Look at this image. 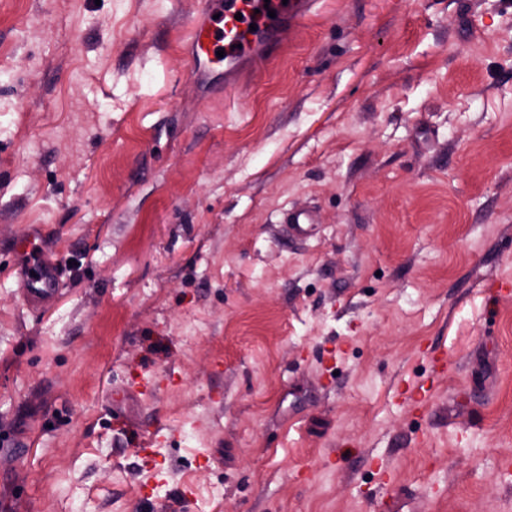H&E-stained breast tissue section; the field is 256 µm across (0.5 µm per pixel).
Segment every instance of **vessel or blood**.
Masks as SVG:
<instances>
[{
  "label": "vessel or blood",
  "mask_w": 512,
  "mask_h": 512,
  "mask_svg": "<svg viewBox=\"0 0 512 512\" xmlns=\"http://www.w3.org/2000/svg\"><path fill=\"white\" fill-rule=\"evenodd\" d=\"M315 0H205L190 22L189 74L193 81L210 79L223 71L225 84H233L243 67L277 57ZM283 222L294 238L310 236L316 216L312 211L292 209ZM15 252L27 260L22 294L34 306L51 303L63 285V271L54 261L43 259L33 234L18 241Z\"/></svg>",
  "instance_id": "vessel-or-blood-1"
}]
</instances>
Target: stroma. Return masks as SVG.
Segmentation results:
<instances>
[{
	"label": "stroma",
	"instance_id": "stroma-1",
	"mask_svg": "<svg viewBox=\"0 0 512 512\" xmlns=\"http://www.w3.org/2000/svg\"><path fill=\"white\" fill-rule=\"evenodd\" d=\"M201 7L0 0V512H512V0H317L229 87ZM288 235L293 238H305L310 236L313 227L317 224L316 216L312 211L305 209H289L283 218ZM14 252L27 258V274L21 288L24 298L32 305L42 307L51 303L61 291L63 271L56 261L45 260L37 250L34 235L26 231L15 245ZM34 271V275H31Z\"/></svg>",
	"mask_w": 512,
	"mask_h": 512
}]
</instances>
